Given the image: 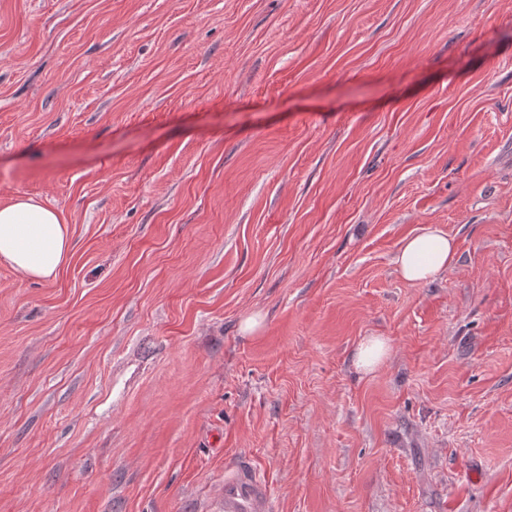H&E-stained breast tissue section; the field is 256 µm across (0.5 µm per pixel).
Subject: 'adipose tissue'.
I'll use <instances>...</instances> for the list:
<instances>
[{
	"label": "adipose tissue",
	"mask_w": 512,
	"mask_h": 512,
	"mask_svg": "<svg viewBox=\"0 0 512 512\" xmlns=\"http://www.w3.org/2000/svg\"><path fill=\"white\" fill-rule=\"evenodd\" d=\"M72 248L68 227L57 208L23 196L0 206V263L22 278L54 279ZM456 260L455 240L435 226L406 237L395 256L402 278L410 283L435 279Z\"/></svg>",
	"instance_id": "1"
}]
</instances>
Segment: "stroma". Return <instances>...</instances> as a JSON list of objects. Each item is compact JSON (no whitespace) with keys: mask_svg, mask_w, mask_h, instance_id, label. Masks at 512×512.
Masks as SVG:
<instances>
[{"mask_svg":"<svg viewBox=\"0 0 512 512\" xmlns=\"http://www.w3.org/2000/svg\"><path fill=\"white\" fill-rule=\"evenodd\" d=\"M18 195L74 247L0 265V512H512V0H0ZM456 260L455 240L435 226L406 237L395 256L402 278L410 283L434 280ZM386 353V344L378 338L369 339L363 344L356 356V364L363 369H372L381 362ZM270 504L267 485L255 474L240 470L224 477L222 512H270Z\"/></svg>","mask_w":512,"mask_h":512,"instance_id":"1","label":"stroma"}]
</instances>
